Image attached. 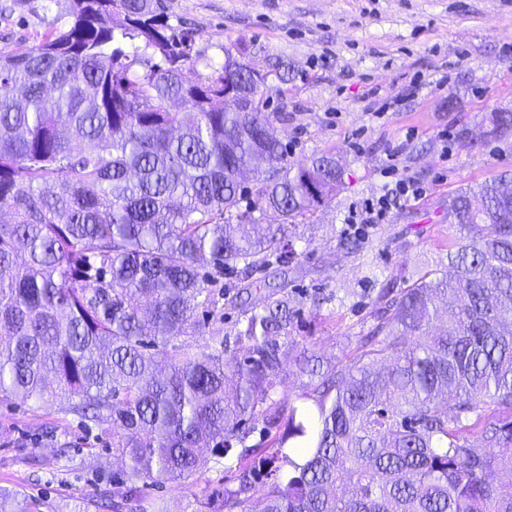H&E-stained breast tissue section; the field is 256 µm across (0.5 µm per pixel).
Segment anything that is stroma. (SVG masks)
Wrapping results in <instances>:
<instances>
[{
  "label": "stroma",
  "instance_id": "stroma-1",
  "mask_svg": "<svg viewBox=\"0 0 512 512\" xmlns=\"http://www.w3.org/2000/svg\"><path fill=\"white\" fill-rule=\"evenodd\" d=\"M175 30L195 33L196 72L226 51L267 79L271 110L287 113L274 133L294 162L334 154L342 188L294 229L299 258L288 273L296 312L276 398L294 400L310 381L296 373L303 351L348 363L372 324L371 305L447 264L458 234L448 199L512 173V134L488 137L489 117L512 112V0H163ZM70 0H0V52L39 43L69 19ZM402 147L399 170L422 195L401 198L387 223L369 225L356 254L340 247L356 206L387 189L383 170ZM55 436L41 437L45 426ZM111 443L86 432L61 403L0 402V487L40 500L44 512H74L100 500L99 466ZM234 458L207 459L192 481L146 488L166 512H213L232 487Z\"/></svg>",
  "mask_w": 512,
  "mask_h": 512
}]
</instances>
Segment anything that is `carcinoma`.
I'll list each match as a JSON object with an SVG mask.
<instances>
[{
	"label": "carcinoma",
	"mask_w": 512,
	"mask_h": 512,
	"mask_svg": "<svg viewBox=\"0 0 512 512\" xmlns=\"http://www.w3.org/2000/svg\"><path fill=\"white\" fill-rule=\"evenodd\" d=\"M193 49L161 0H71L65 28L0 54V401L61 394L111 439L112 512H165L146 486L238 447L213 512H512L489 480L512 470V175L481 184L478 207L457 191L448 264L381 288L358 355L323 373L299 361L312 392L275 401L290 228L343 172L288 161L265 78L241 61L232 94L222 68L193 79ZM491 123L511 131L512 112ZM257 156L268 168L248 189ZM240 265L279 276L254 306L219 285ZM226 303L244 324L231 354ZM170 343L159 375L149 350ZM258 416L271 453L246 445ZM285 446L301 452L287 471ZM42 506L0 489V512Z\"/></svg>",
	"instance_id": "carcinoma-1"
}]
</instances>
